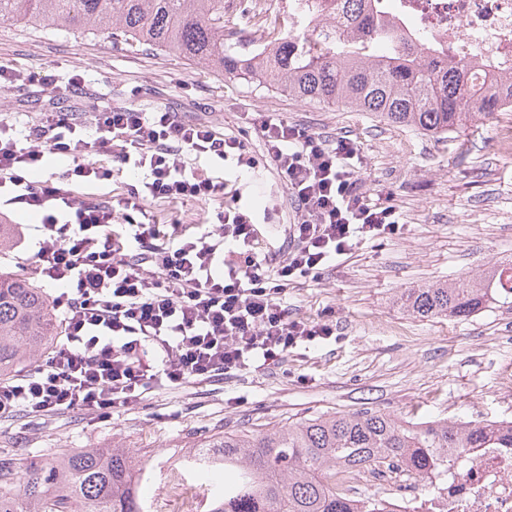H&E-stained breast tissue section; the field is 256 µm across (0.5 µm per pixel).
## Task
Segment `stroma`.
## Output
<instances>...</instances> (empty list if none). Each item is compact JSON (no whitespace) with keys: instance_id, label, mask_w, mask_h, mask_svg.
Returning a JSON list of instances; mask_svg holds the SVG:
<instances>
[{"instance_id":"obj_1","label":"stroma","mask_w":512,"mask_h":512,"mask_svg":"<svg viewBox=\"0 0 512 512\" xmlns=\"http://www.w3.org/2000/svg\"><path fill=\"white\" fill-rule=\"evenodd\" d=\"M84 78L82 101L151 108L162 104L243 140L257 165L240 173L234 161L187 156L188 166L223 181L256 222L262 253L280 250L297 211L267 157L250 116L273 112L327 143L346 136L360 148L358 176L372 197L394 207L400 230L366 238L318 277L288 291L296 315L323 318L334 338L292 350L280 363L215 382L155 390L108 418L78 412L0 418V455H50L60 448L122 444L161 464L142 487L163 491L167 466L227 432L273 428L314 416L380 410L401 419H512V310L466 320L419 319L404 312L401 292L485 268L512 256V154L493 145L512 112L487 116L448 141L390 126L366 112L306 104L241 79L229 80L169 51L132 47L98 36L75 37L49 25L0 21V62ZM46 92L38 84L0 88V115L18 129L38 123ZM159 223H206L213 204L145 201ZM25 246L0 254V266L33 272L31 245L41 216L2 210Z\"/></svg>"}]
</instances>
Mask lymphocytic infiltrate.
<instances>
[{
	"mask_svg": "<svg viewBox=\"0 0 512 512\" xmlns=\"http://www.w3.org/2000/svg\"><path fill=\"white\" fill-rule=\"evenodd\" d=\"M0 80L36 83L55 99L78 92L80 76L23 72L0 63ZM266 152L302 215L291 225L283 259L256 252L251 215L229 208L186 231L136 221L142 200L208 203L221 181L189 169V155L255 160L235 136L168 107L105 106L84 119L57 106L18 133L0 120V209L42 212L45 234L34 254L43 282L62 284L52 298L62 333L44 358L0 381V418L26 412L110 416L154 388L221 380L258 370L291 350L333 336L325 322L292 315L295 279L320 274L364 238L393 231V207L372 201L357 177L359 149L329 144L278 116L262 115ZM145 172L131 186L126 214L81 187L111 177L91 155ZM70 161L58 184L29 180L46 156Z\"/></svg>",
	"mask_w": 512,
	"mask_h": 512,
	"instance_id": "lymphocytic-infiltrate-1",
	"label": "lymphocytic infiltrate"
}]
</instances>
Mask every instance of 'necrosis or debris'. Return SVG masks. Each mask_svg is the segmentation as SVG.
Here are the masks:
<instances>
[{
  "label": "necrosis or debris",
  "mask_w": 512,
  "mask_h": 512,
  "mask_svg": "<svg viewBox=\"0 0 512 512\" xmlns=\"http://www.w3.org/2000/svg\"><path fill=\"white\" fill-rule=\"evenodd\" d=\"M415 47H436L477 71L512 72V0H372ZM336 487L355 496L364 484L383 488L389 512H409L417 476L405 470L335 474ZM429 512H512V448H471L448 479L427 494Z\"/></svg>",
  "instance_id": "4bbe7bcc"
}]
</instances>
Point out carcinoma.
I'll return each instance as SVG.
<instances>
[{
	"label": "carcinoma",
	"instance_id": "1",
	"mask_svg": "<svg viewBox=\"0 0 512 512\" xmlns=\"http://www.w3.org/2000/svg\"><path fill=\"white\" fill-rule=\"evenodd\" d=\"M327 8L285 24L266 20L260 41L243 49L224 22V0H0V20L149 46L202 63L233 79L257 80L305 103L370 112L391 126L446 139L499 106L466 63L433 50L405 53L404 37L369 12L370 0H322ZM512 308V256L401 294L420 319L470 317L494 304ZM60 323L30 277L0 269V380L17 376L53 347ZM512 447V424L401 420L380 410L306 418L278 429L226 433L185 461L224 473L209 512H385L374 499L349 500L326 474L372 471L384 459L424 481L448 478L469 448ZM153 470L131 448H64L40 462L0 457V512H149L140 494Z\"/></svg>",
	"mask_w": 512,
	"mask_h": 512
}]
</instances>
